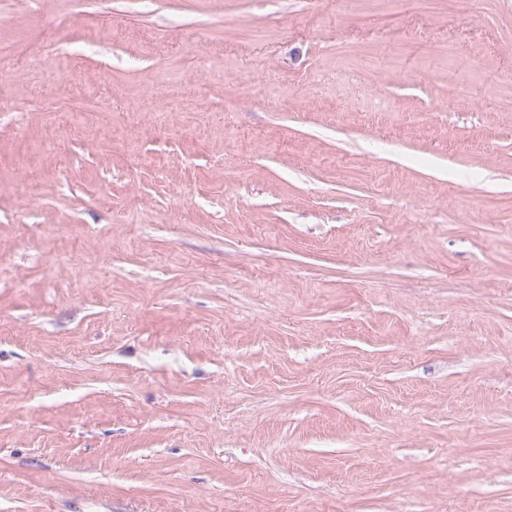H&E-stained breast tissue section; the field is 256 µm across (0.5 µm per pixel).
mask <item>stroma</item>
Instances as JSON below:
<instances>
[{
	"label": "stroma",
	"mask_w": 512,
	"mask_h": 512,
	"mask_svg": "<svg viewBox=\"0 0 512 512\" xmlns=\"http://www.w3.org/2000/svg\"><path fill=\"white\" fill-rule=\"evenodd\" d=\"M1 97L0 512H512V0H0Z\"/></svg>",
	"instance_id": "stroma-1"
}]
</instances>
